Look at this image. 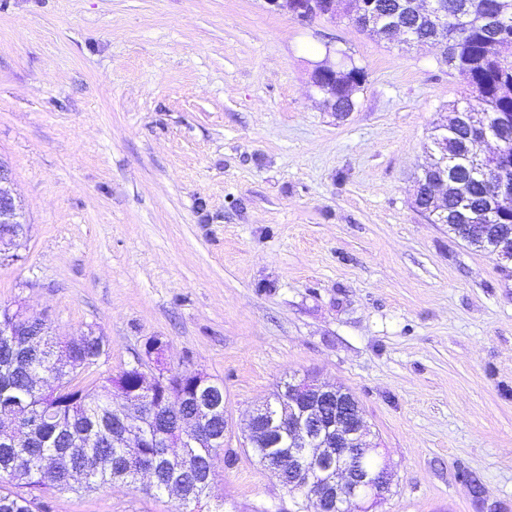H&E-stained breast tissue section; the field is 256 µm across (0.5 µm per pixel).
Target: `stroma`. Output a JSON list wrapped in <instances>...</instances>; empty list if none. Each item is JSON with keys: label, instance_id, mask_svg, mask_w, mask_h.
<instances>
[{"label": "stroma", "instance_id": "stroma-1", "mask_svg": "<svg viewBox=\"0 0 512 512\" xmlns=\"http://www.w3.org/2000/svg\"><path fill=\"white\" fill-rule=\"evenodd\" d=\"M364 68L337 118L315 62ZM470 87L439 47L265 0H0V160L28 222L0 306L95 330L115 375L146 342L224 385L209 502L313 512L244 446L251 410L313 378L357 399L393 471L376 512H512V265L414 204ZM46 512H185L115 486Z\"/></svg>", "mask_w": 512, "mask_h": 512}]
</instances>
